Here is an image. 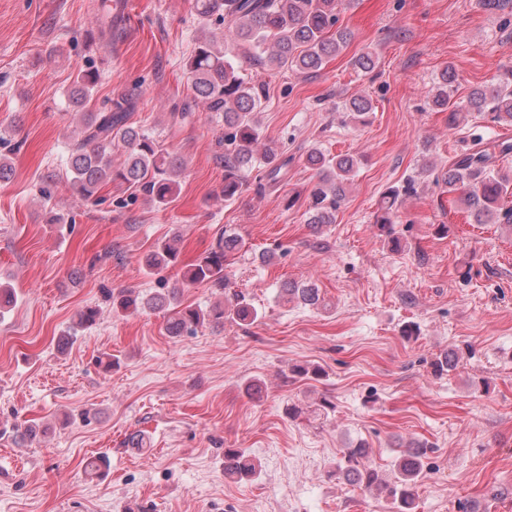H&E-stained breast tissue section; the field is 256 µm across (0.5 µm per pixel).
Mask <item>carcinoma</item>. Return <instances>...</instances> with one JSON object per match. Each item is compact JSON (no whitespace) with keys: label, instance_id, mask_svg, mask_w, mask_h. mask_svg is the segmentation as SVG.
<instances>
[{"label":"carcinoma","instance_id":"obj_1","mask_svg":"<svg viewBox=\"0 0 512 512\" xmlns=\"http://www.w3.org/2000/svg\"><path fill=\"white\" fill-rule=\"evenodd\" d=\"M192 5L203 26H218V30L198 42L184 63V71L196 105L224 116V137L218 141L224 147L222 193L224 199L231 200L243 191L254 171L276 180L288 165V158L279 143L263 134L259 107L266 95L264 85L244 78L224 44V36H233L237 45L260 66L316 73L328 57L343 49L350 34L338 29L335 37L328 36L337 23L339 0H192ZM100 78V70L95 67L82 70L69 92L74 106L72 115L79 117V129L67 134L69 188L79 200L95 203L103 186L120 182L135 188L147 203L157 208L167 206L179 190L184 162L159 140L129 123L125 99H118L103 110L85 109ZM456 82V70L449 65L429 96L431 108L448 113V126H465L476 115L495 124L512 126V73L496 86L473 89L464 103L452 105L450 97ZM346 110L348 117L364 124L373 105L369 99L357 96L349 101ZM119 146L124 149L125 160L116 167L112 152ZM511 153L512 143L508 141L486 145L457 156L448 169L437 174L436 181L454 195L469 223L512 226V207L508 206L512 199V168L500 164ZM305 160L317 178L309 194L306 224L317 232L336 223V213L346 199L347 186L352 183L361 159L350 154L331 157L313 146L307 150ZM416 185L417 181L410 178L384 193L375 221L381 232L390 233L402 197L415 193ZM239 247L236 235L219 233L215 245L186 271L183 281L207 283L224 292L228 286L224 264ZM178 253V237L173 235L157 243L147 256L145 267L159 273L176 264ZM179 294V288H168L163 282L149 295L125 288L108 294L107 299L112 301V311L117 315L165 313L166 331L173 337L203 327L222 326L226 319L251 324L258 318L256 307L242 293L205 308L180 304ZM281 296L286 302L297 300L309 306L321 303L319 288L307 281L284 284ZM15 304L14 288L0 283V315L11 311ZM97 316V309L85 308L76 325L60 338L61 345L72 343L78 329L94 324ZM457 363L454 353L442 356L432 363L433 373L442 376L454 370ZM365 454L361 444L346 449L336 474L368 492L386 494L396 512H415L422 452L402 451L392 482L361 466L360 459ZM224 474L244 478L256 474V466L245 450L226 448Z\"/></svg>","mask_w":512,"mask_h":512}]
</instances>
